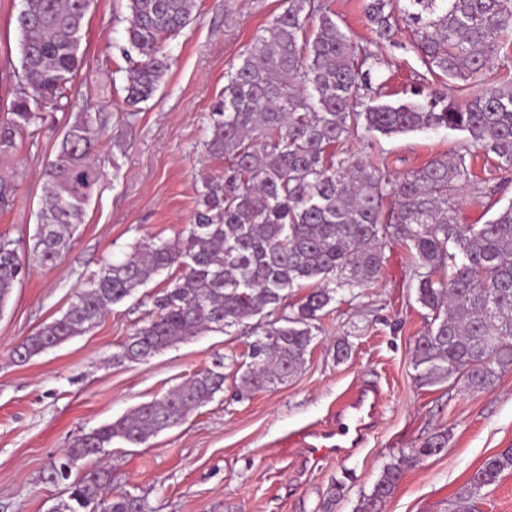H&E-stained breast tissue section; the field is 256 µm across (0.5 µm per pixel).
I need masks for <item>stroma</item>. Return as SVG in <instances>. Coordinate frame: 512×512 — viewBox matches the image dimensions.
Instances as JSON below:
<instances>
[{
    "mask_svg": "<svg viewBox=\"0 0 512 512\" xmlns=\"http://www.w3.org/2000/svg\"><path fill=\"white\" fill-rule=\"evenodd\" d=\"M285 6V0H196L193 22L165 43L170 69L158 91L129 111L127 0H93L67 98L47 110L36 131L18 136L15 154L0 161V173L16 184L13 206L0 211V239H29L44 171L67 124L80 113L106 122L100 147L106 176L70 249L50 268L31 262L0 307V512H60L67 485L47 475L72 438L218 363L226 380L211 402L147 443L113 442L106 458L113 493L145 498L153 512H322L329 486L341 481L344 495L334 512H354L387 464L443 433L444 451L406 462L381 512H455L458 492L482 461L512 447V369L484 392L460 382L416 381L413 350L428 311L416 300L415 261L401 243L383 248L378 277L353 302L329 305L302 368L264 391L239 387L254 340L244 326L192 338L144 364L115 362L143 317L138 293L85 334L26 362L13 358V346L59 316L104 262L123 259L141 239H172L190 223L202 175L224 170L205 142L225 74ZM21 7L22 0H0V118L15 98ZM383 55L378 75L387 101L396 102L424 66L410 50L387 48ZM343 149L351 158L382 162L393 181L436 157L462 153L492 199L512 202V179L497 169V157L470 146L460 131L391 137L361 131ZM341 340L351 351L340 361ZM365 383L384 395L366 443L348 456L303 465L297 434L329 425L337 403Z\"/></svg>",
    "mask_w": 512,
    "mask_h": 512,
    "instance_id": "1",
    "label": "stroma"
}]
</instances>
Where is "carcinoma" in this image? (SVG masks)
I'll return each mask as SVG.
<instances>
[{"mask_svg": "<svg viewBox=\"0 0 512 512\" xmlns=\"http://www.w3.org/2000/svg\"><path fill=\"white\" fill-rule=\"evenodd\" d=\"M364 0L372 43L411 48L426 67L407 100L383 101L372 74L382 58L358 46L323 0H288V7L250 42L225 75L224 100L210 113L206 149L224 158L221 176L203 178L191 224L172 241L145 238L120 262L108 261L76 292L67 310L12 349L25 362L93 328L112 306L149 278L178 276L148 295L151 304L115 356L142 363L204 331L240 326L262 310L273 319L253 329L257 339L241 375L249 389L281 384L306 361L315 321L340 290L364 287L382 267V245L413 252L417 301L430 312L416 340L415 379L423 385L461 380L473 392L495 386L512 368V204L485 224H462L455 196H478L485 181L465 155L440 156L391 183L377 162H350L337 148L360 129L385 136L449 128L494 153L512 171V81L494 76L502 37L512 33V0ZM91 0H23L18 90L0 121V158L17 136L67 96L79 70ZM129 77L125 102L151 99L169 67L166 37L194 19L195 0H128ZM461 97H456V93ZM103 125L78 115L45 170L46 191L32 251L54 265L104 180L98 157ZM396 198L390 211L388 197ZM23 245L0 239V305L24 272ZM448 271V278L440 275ZM310 287L297 304L295 288ZM224 373L207 369L114 422L75 437L66 453L98 458L119 438L141 445L181 423L224 389ZM436 434L411 460L438 455ZM512 470V448L488 456L459 492L467 501ZM401 463L386 466L356 512H380L399 485ZM68 482L63 512H148L146 501L111 495V471L92 466L69 480L56 462L49 479Z\"/></svg>", "mask_w": 512, "mask_h": 512, "instance_id": "carcinoma-1", "label": "carcinoma"}]
</instances>
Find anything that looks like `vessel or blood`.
<instances>
[{
  "label": "vessel or blood",
  "mask_w": 512,
  "mask_h": 512,
  "mask_svg": "<svg viewBox=\"0 0 512 512\" xmlns=\"http://www.w3.org/2000/svg\"><path fill=\"white\" fill-rule=\"evenodd\" d=\"M382 395L376 388L362 386L341 401L333 423L323 430L310 429L300 439L304 461L318 462L342 457L366 441L379 415Z\"/></svg>",
  "instance_id": "vessel-or-blood-1"
}]
</instances>
